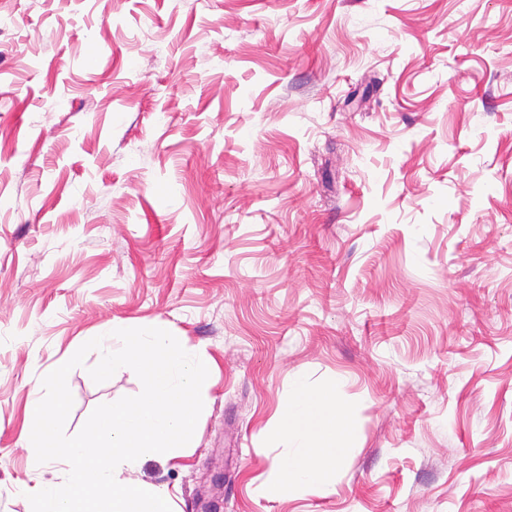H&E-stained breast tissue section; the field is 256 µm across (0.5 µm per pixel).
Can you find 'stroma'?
<instances>
[{
	"mask_svg": "<svg viewBox=\"0 0 512 512\" xmlns=\"http://www.w3.org/2000/svg\"><path fill=\"white\" fill-rule=\"evenodd\" d=\"M112 321L213 362L179 512H512V0H0V512ZM298 377L355 449L278 492Z\"/></svg>",
	"mask_w": 512,
	"mask_h": 512,
	"instance_id": "stroma-1",
	"label": "stroma"
}]
</instances>
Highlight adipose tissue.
Returning <instances> with one entry per match:
<instances>
[{
    "label": "adipose tissue",
    "instance_id": "obj_1",
    "mask_svg": "<svg viewBox=\"0 0 512 512\" xmlns=\"http://www.w3.org/2000/svg\"><path fill=\"white\" fill-rule=\"evenodd\" d=\"M311 406L303 381H295L294 397L277 420V433L286 452L277 467L281 490L309 486L332 475L336 455L329 449L327 435L308 427Z\"/></svg>",
    "mask_w": 512,
    "mask_h": 512
}]
</instances>
